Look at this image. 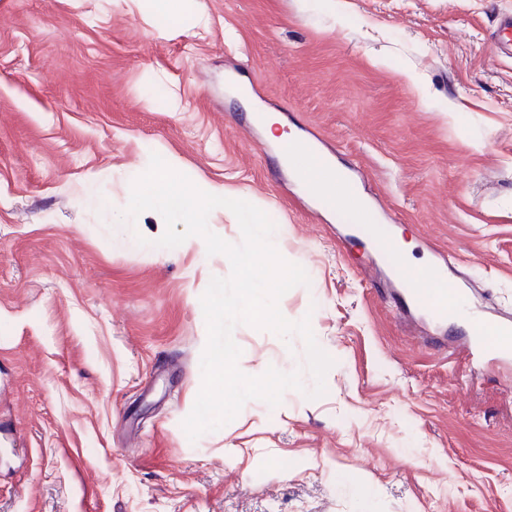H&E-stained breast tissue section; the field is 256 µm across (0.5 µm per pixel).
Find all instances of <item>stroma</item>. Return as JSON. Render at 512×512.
I'll use <instances>...</instances> for the list:
<instances>
[{
  "instance_id": "stroma-1",
  "label": "stroma",
  "mask_w": 512,
  "mask_h": 512,
  "mask_svg": "<svg viewBox=\"0 0 512 512\" xmlns=\"http://www.w3.org/2000/svg\"><path fill=\"white\" fill-rule=\"evenodd\" d=\"M208 29L196 28L199 13ZM512 0H0V512H512V358L401 304L352 216L320 213L248 112L351 170L481 323L512 321ZM277 225L299 337L240 324L251 375L302 370L190 441L201 297L225 255L121 223L153 149ZM93 187L106 205H90ZM146 245H139V238Z\"/></svg>"
}]
</instances>
